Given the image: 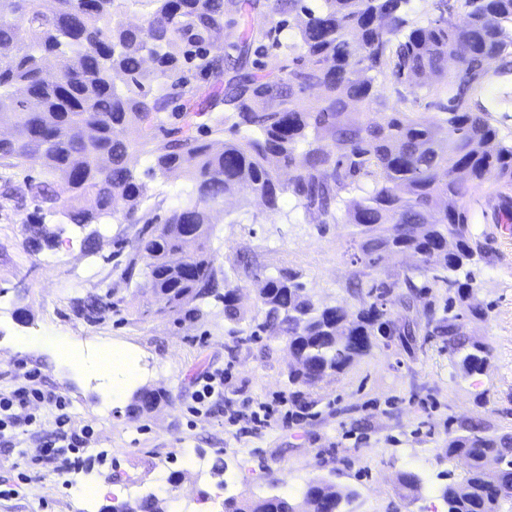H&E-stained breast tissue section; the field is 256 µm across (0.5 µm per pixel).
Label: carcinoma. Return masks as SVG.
Wrapping results in <instances>:
<instances>
[{"mask_svg": "<svg viewBox=\"0 0 512 512\" xmlns=\"http://www.w3.org/2000/svg\"><path fill=\"white\" fill-rule=\"evenodd\" d=\"M316 11L306 0H266L273 15H286L298 41L280 39L278 26L258 37L244 28L235 58L215 46L224 34L226 8L240 13L249 2L224 0H0V166L26 160L42 175L4 194L30 198L71 224H99L120 217L142 224L137 261L144 282L160 304L159 313L180 325L197 318L200 305H224V318L238 320V287L206 249L213 230L210 211L242 192L259 196L275 212L289 193L308 211L337 221L340 195H364L346 204L347 223L360 227L362 263L372 267L384 253L412 251L422 256L419 274L454 292L444 311L426 315L427 337H439L462 363L478 370L488 347L467 344L458 323L465 313H482L473 289L450 273L482 254L465 206L472 190L494 179L499 224L512 223V144L497 139L485 104L489 61L512 56V0H460L465 21L454 17L448 0H436L433 16L411 23L401 14L407 0H322ZM142 7L139 23L124 21L129 4ZM267 40L288 50V83L260 82L251 74L228 84L179 112L169 111V82L183 69L202 75L236 69L252 43ZM391 77L409 88L396 90L390 115L382 122L347 124L341 115L352 102L384 105L377 80ZM319 86L323 104L304 106L296 90ZM285 98L288 105L271 101ZM229 107L236 140L204 142L192 133L194 120L208 116L210 133L224 132ZM441 114L435 127L422 111ZM140 126L139 139L128 137ZM331 131L327 148L308 139V130ZM164 138L155 141L153 130ZM138 150L151 156L148 177L179 171L192 192L166 214L139 212L148 187L130 166ZM294 175L281 182L271 159ZM31 241L50 244L48 224L29 227ZM281 273L264 279L258 292L263 313L253 335L285 337L296 357L289 368L295 396L316 387L366 354L387 327L412 336L410 324L396 325L387 305L408 309L421 295L411 277L407 291L398 282L374 281L368 300L356 311L317 307L296 282ZM165 401L157 389L135 394V412ZM448 455L469 460L461 483L442 491L448 512H499L512 499V436L472 434L450 441ZM306 512H340L342 495L322 481L303 494ZM110 512H166L156 497L109 507ZM224 512H296L284 496L224 498Z\"/></svg>", "mask_w": 512, "mask_h": 512, "instance_id": "obj_1", "label": "carcinoma"}]
</instances>
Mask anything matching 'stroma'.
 I'll return each mask as SVG.
<instances>
[{"mask_svg": "<svg viewBox=\"0 0 512 512\" xmlns=\"http://www.w3.org/2000/svg\"><path fill=\"white\" fill-rule=\"evenodd\" d=\"M188 189L180 173L157 178L140 209L165 211ZM496 205L485 186L469 202L483 247L469 283L483 314L462 318V330L491 349L481 371L470 374L441 339L424 337L426 309L443 310L448 290L416 275L418 257L389 255L364 267L356 261V226L322 223L292 196L270 212L260 198L239 195L215 213L210 248L240 288V319L225 320L223 305L213 303L178 327L123 275L141 225L109 218L79 227L30 201L0 203V392L15 387L17 365L27 363L46 390L67 396L75 424L97 426L86 445L94 465L67 477L47 462L23 482L13 467L19 450L35 453L55 431L52 407L18 429V444L0 442V481L21 487L18 496L0 497V512H78V488L86 483L120 486L127 501L151 494L177 500L180 512H213L223 478L235 493H277L296 505L307 483L321 480L345 493L342 512H448L441 490L467 472L464 458L447 454L449 441L467 423L483 436L512 435V224L495 223ZM39 220L55 229V246L28 244L25 227ZM283 270L297 273L314 302L352 311L371 281L413 276L422 297L407 310L391 305L389 313L415 333L377 342L296 403L285 342L265 334L236 341L261 320L256 295L263 277ZM91 297L112 300V311L87 319L77 305ZM19 336L30 339L21 352ZM62 339L90 362L105 343L132 351L141 375L126 386L120 376L72 368L58 354ZM218 370L223 393L206 414L194 415L196 380ZM115 386L125 389L118 403L109 396ZM141 387L163 390L162 406L132 413ZM219 461L220 477L213 473ZM407 471L418 475L417 491L402 487Z\"/></svg>", "mask_w": 512, "mask_h": 512, "instance_id": "1", "label": "stroma"}]
</instances>
